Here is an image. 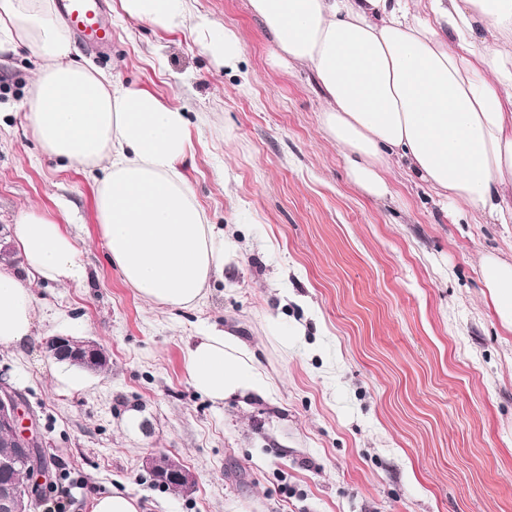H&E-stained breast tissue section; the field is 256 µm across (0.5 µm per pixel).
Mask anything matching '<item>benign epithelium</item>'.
<instances>
[{
  "label": "benign epithelium",
  "instance_id": "1",
  "mask_svg": "<svg viewBox=\"0 0 512 512\" xmlns=\"http://www.w3.org/2000/svg\"><path fill=\"white\" fill-rule=\"evenodd\" d=\"M45 353L57 362H67L81 368H97L108 365L105 352L91 341H78L70 336H52L45 341ZM21 397L4 384L0 385V437H9L19 448L15 459L6 460L0 466L9 469L16 465L25 467L24 473L33 476L45 471L41 457L43 448L38 437L23 426ZM166 465L165 453L162 451L149 455L145 467L152 474L160 473L176 481L178 491H186L194 484L190 471L181 469L171 475L163 468ZM39 484L27 481L14 487L11 494L0 499V512H31L32 501Z\"/></svg>",
  "mask_w": 512,
  "mask_h": 512
}]
</instances>
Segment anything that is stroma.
Listing matches in <instances>:
<instances>
[{"mask_svg":"<svg viewBox=\"0 0 512 512\" xmlns=\"http://www.w3.org/2000/svg\"><path fill=\"white\" fill-rule=\"evenodd\" d=\"M243 46L215 65L190 29L121 16L84 65L186 112L179 165L210 224L236 252L194 307L140 299L113 266L98 184L48 158L26 97L40 61L0 60V236L20 211L56 218L87 278L41 282L35 336L0 350V381L36 414L52 479L81 482L71 512L118 490L143 512H512V333L486 295L480 259L512 257V225L446 216L435 191L393 163L390 195L369 196L319 123L309 68L273 63L248 0H188ZM224 329L253 351L275 391L213 404L185 357ZM91 340L108 365L46 357L51 336ZM162 450L189 492L144 467Z\"/></svg>","mask_w":512,"mask_h":512,"instance_id":"obj_1","label":"stroma"}]
</instances>
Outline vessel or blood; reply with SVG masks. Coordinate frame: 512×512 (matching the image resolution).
Masks as SVG:
<instances>
[{"label":"vessel or blood","instance_id":"1","mask_svg":"<svg viewBox=\"0 0 512 512\" xmlns=\"http://www.w3.org/2000/svg\"><path fill=\"white\" fill-rule=\"evenodd\" d=\"M56 8L75 39L95 53L112 45V29L105 21V0H56Z\"/></svg>","mask_w":512,"mask_h":512}]
</instances>
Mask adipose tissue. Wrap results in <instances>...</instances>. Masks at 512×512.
<instances>
[{
  "instance_id": "ef3b65f1",
  "label": "adipose tissue",
  "mask_w": 512,
  "mask_h": 512,
  "mask_svg": "<svg viewBox=\"0 0 512 512\" xmlns=\"http://www.w3.org/2000/svg\"><path fill=\"white\" fill-rule=\"evenodd\" d=\"M125 16L173 31L187 0H120ZM273 34L275 57L310 67L322 91L320 124L368 194H389V161L408 168L457 214L512 224V0H249ZM203 47L236 67L243 47L197 17ZM24 46L43 64L27 96L44 153L100 173L98 212L111 262L149 302L197 305L224 269V243L179 171L190 140L185 112L76 62L51 0H0V55ZM29 271L0 268V348L34 335L32 282L78 283L84 267L71 234L29 209L16 224ZM500 325L512 332V260L481 259ZM194 388L212 402L269 397L272 383L249 347L212 329L186 353Z\"/></svg>"
}]
</instances>
